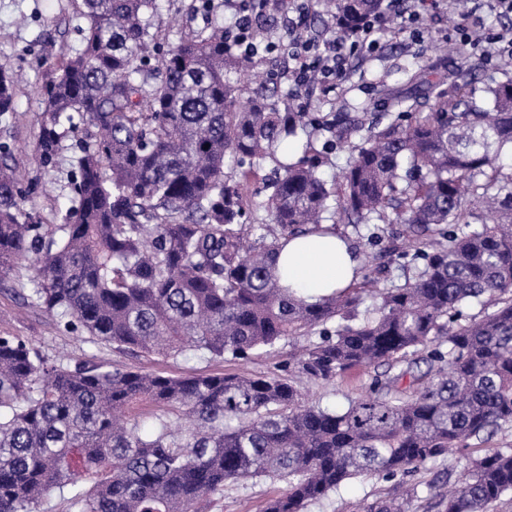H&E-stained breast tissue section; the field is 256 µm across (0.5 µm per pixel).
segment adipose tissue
Listing matches in <instances>:
<instances>
[{
    "mask_svg": "<svg viewBox=\"0 0 512 512\" xmlns=\"http://www.w3.org/2000/svg\"><path fill=\"white\" fill-rule=\"evenodd\" d=\"M358 267L356 252L331 232L289 241L277 261L282 285L310 302L348 286Z\"/></svg>",
    "mask_w": 512,
    "mask_h": 512,
    "instance_id": "1",
    "label": "adipose tissue"
}]
</instances>
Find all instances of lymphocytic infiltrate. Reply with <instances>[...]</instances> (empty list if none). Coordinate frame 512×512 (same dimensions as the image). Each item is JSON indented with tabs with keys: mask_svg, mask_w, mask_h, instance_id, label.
I'll return each mask as SVG.
<instances>
[{
	"mask_svg": "<svg viewBox=\"0 0 512 512\" xmlns=\"http://www.w3.org/2000/svg\"><path fill=\"white\" fill-rule=\"evenodd\" d=\"M233 7L235 21L231 33L241 55L254 58L263 52L286 54L293 62L288 79L299 90L310 87L315 79L323 85L342 80L345 56L357 50H373L388 23L387 15L380 13L364 21L348 37L323 42L303 26L309 0H233ZM275 16L291 20L282 42H258V22Z\"/></svg>",
	"mask_w": 512,
	"mask_h": 512,
	"instance_id": "obj_1",
	"label": "lymphocytic infiltrate"
}]
</instances>
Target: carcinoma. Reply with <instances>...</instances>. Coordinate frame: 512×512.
<instances>
[{"label": "carcinoma", "mask_w": 512, "mask_h": 512, "mask_svg": "<svg viewBox=\"0 0 512 512\" xmlns=\"http://www.w3.org/2000/svg\"><path fill=\"white\" fill-rule=\"evenodd\" d=\"M383 0H328L345 36ZM83 49L41 88L39 150L65 129L80 146L74 205L62 224L21 207L22 179L0 145V276L90 342L179 356L247 360L283 338L317 336L279 374L161 376L92 359L54 363L0 335V512H199L241 479L284 481L264 512H305L349 479L409 476L512 427V80L475 99L430 87L435 103L382 91L393 111L368 127L328 113L279 112L262 91L241 100L249 59L224 25L180 40L153 69L155 0H82ZM16 78L0 68V114ZM353 146L340 181L318 172L317 135ZM266 218L245 224L242 189L277 145ZM486 212L470 221L475 206ZM400 224L418 261L412 280L364 274L309 303L275 274L282 247L327 215ZM28 266H19L20 260ZM373 304L360 309L365 299ZM468 304L481 313L463 317ZM426 352L427 370L409 356ZM370 394L341 411L302 402L294 377L328 383L379 367ZM512 492V449L469 457L461 481L435 492L437 512H490ZM417 487L366 512H410Z\"/></svg>", "instance_id": "carcinoma-1"}]
</instances>
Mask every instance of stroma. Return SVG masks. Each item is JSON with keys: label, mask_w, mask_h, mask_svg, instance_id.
<instances>
[{"label": "stroma", "mask_w": 512, "mask_h": 512, "mask_svg": "<svg viewBox=\"0 0 512 512\" xmlns=\"http://www.w3.org/2000/svg\"><path fill=\"white\" fill-rule=\"evenodd\" d=\"M213 14L194 12L195 0H158L165 20L158 33L160 51H167L180 39L223 21L224 0H215ZM80 0H0V67L22 72L25 76L15 95L14 111L0 114V144L11 148L10 160L23 174L26 191L24 207L40 216L43 223H61L72 202V183L76 177L73 160L84 130L62 138L58 154L51 164L40 158L39 137L43 120L40 87L58 73L63 55H72L82 47L81 30L86 25L79 9ZM422 27L424 39L414 42L407 35L387 33L379 40L377 51L345 61V79L331 88L318 85L309 89L306 99L288 96L280 99L281 109L291 112H336L351 116H373L386 111L380 96L382 86L404 95L425 99L427 85L441 82L447 94L456 91L450 73L465 69L469 88L475 98H483L488 86L512 79V70L503 67L501 57L487 60L473 54L461 59L448 11H426ZM421 71L420 84H410L407 73ZM7 333L29 341L45 357L67 364L95 358L111 366L165 376L198 373L220 375L247 372L252 375L278 374L288 357L287 341H279L273 353H260L249 360L231 357L213 358L189 351L177 357L122 352L97 346L79 338L56 317L23 302L12 280L0 279V334ZM376 375L372 368L348 370L328 383L297 378L296 384L306 398L338 409L348 399L368 394ZM512 448V428L496 432L486 442L473 446L471 455H482ZM466 454V455H469ZM466 455L456 453L446 461L421 468L409 481L417 485L419 497L415 512H428V483L440 486L457 483L464 471ZM393 481L358 477L348 480L322 501L309 505L308 512H365L376 499L391 492ZM268 482L241 481L225 488L222 495L201 505L202 512H261L266 499L275 492Z\"/></svg>", "instance_id": "35a3bbf8"}]
</instances>
